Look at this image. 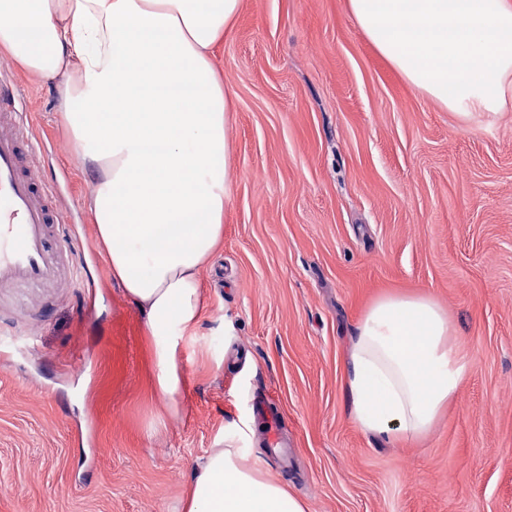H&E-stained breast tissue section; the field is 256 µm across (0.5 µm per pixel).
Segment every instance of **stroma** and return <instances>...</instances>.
<instances>
[{
	"label": "stroma",
	"instance_id": "obj_1",
	"mask_svg": "<svg viewBox=\"0 0 512 512\" xmlns=\"http://www.w3.org/2000/svg\"><path fill=\"white\" fill-rule=\"evenodd\" d=\"M212 61L232 103L233 198L177 353L180 414L152 434L145 317L96 245L60 82L0 53L50 142L32 173L86 259L0 324V512H180L227 437L311 512H512V109L464 121L422 96L347 0H244ZM385 291L432 292L467 364L433 431L396 445L357 427L343 388L358 315Z\"/></svg>",
	"mask_w": 512,
	"mask_h": 512
}]
</instances>
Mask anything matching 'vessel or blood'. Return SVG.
I'll use <instances>...</instances> for the list:
<instances>
[{"instance_id":"obj_1","label":"vessel or blood","mask_w":512,"mask_h":512,"mask_svg":"<svg viewBox=\"0 0 512 512\" xmlns=\"http://www.w3.org/2000/svg\"><path fill=\"white\" fill-rule=\"evenodd\" d=\"M13 78L0 75V288L37 291L51 287L64 267L50 227L65 228L52 191L32 176L37 141Z\"/></svg>"}]
</instances>
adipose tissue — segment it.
Listing matches in <instances>:
<instances>
[{"instance_id":"adipose-tissue-1","label":"adipose tissue","mask_w":512,"mask_h":512,"mask_svg":"<svg viewBox=\"0 0 512 512\" xmlns=\"http://www.w3.org/2000/svg\"><path fill=\"white\" fill-rule=\"evenodd\" d=\"M380 55L469 119L512 106V0H347ZM243 0H0V48L66 76L64 123L94 174L89 207L110 276L146 316L154 387L179 413L180 341L204 309L202 269L232 200L229 100L210 59ZM428 293H385L362 313L345 370L350 414L396 442L426 435L465 365ZM182 512H309L233 444L193 470Z\"/></svg>"}]
</instances>
